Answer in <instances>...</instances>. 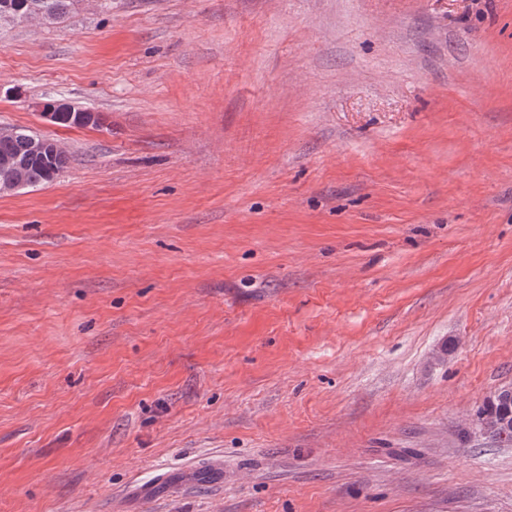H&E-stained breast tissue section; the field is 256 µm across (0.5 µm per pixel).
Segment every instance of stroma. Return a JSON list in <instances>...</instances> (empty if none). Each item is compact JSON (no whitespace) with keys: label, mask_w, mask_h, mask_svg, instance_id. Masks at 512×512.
Returning <instances> with one entry per match:
<instances>
[{"label":"stroma","mask_w":512,"mask_h":512,"mask_svg":"<svg viewBox=\"0 0 512 512\" xmlns=\"http://www.w3.org/2000/svg\"><path fill=\"white\" fill-rule=\"evenodd\" d=\"M103 2L0 27L71 157L0 192V512H512V0ZM42 115L51 124H57L63 118L77 127L89 126L97 122L96 112L76 107L62 100L54 101L51 107H45ZM487 409H496L498 411H503L505 416H508V421L510 422V427L506 429L505 437L496 439L501 443H506L507 445L512 444V394L504 393L500 395H495L491 399H489L483 407H481L477 413L480 416H477L474 424L479 428V430L483 434H487L490 437L496 436L504 427H506L507 423L505 420H502L497 415L494 414H483Z\"/></svg>","instance_id":"obj_1"}]
</instances>
